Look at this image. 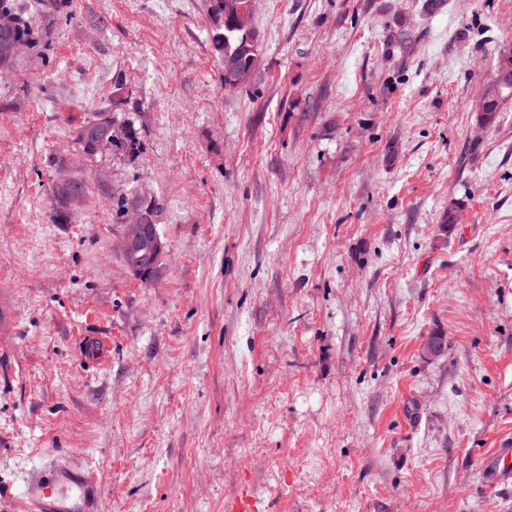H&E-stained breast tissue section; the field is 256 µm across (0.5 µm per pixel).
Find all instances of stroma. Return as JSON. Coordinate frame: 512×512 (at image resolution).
I'll list each match as a JSON object with an SVG mask.
<instances>
[{"mask_svg":"<svg viewBox=\"0 0 512 512\" xmlns=\"http://www.w3.org/2000/svg\"><path fill=\"white\" fill-rule=\"evenodd\" d=\"M18 5L0 512L56 463L94 473V512H512L485 468L512 440V101L475 112L512 0H257L237 90L206 0ZM99 112L138 155L84 153ZM119 189L165 203L152 282ZM149 219L143 217L135 209L131 208L128 216V224L122 240V250H126L121 254V259L125 267L134 276L142 282L152 281L159 272L161 258L164 253L162 250L151 251L148 248H140L144 242L151 238L153 226ZM129 250V251H127Z\"/></svg>","mask_w":512,"mask_h":512,"instance_id":"obj_1","label":"stroma"}]
</instances>
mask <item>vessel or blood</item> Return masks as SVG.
<instances>
[{
  "instance_id": "obj_1",
  "label": "vessel or blood",
  "mask_w": 512,
  "mask_h": 512,
  "mask_svg": "<svg viewBox=\"0 0 512 512\" xmlns=\"http://www.w3.org/2000/svg\"><path fill=\"white\" fill-rule=\"evenodd\" d=\"M96 496L85 471L61 464L30 482L22 503L24 512H91Z\"/></svg>"
}]
</instances>
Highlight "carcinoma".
Returning <instances> with one entry per match:
<instances>
[{
  "label": "carcinoma",
  "instance_id": "1",
  "mask_svg": "<svg viewBox=\"0 0 512 512\" xmlns=\"http://www.w3.org/2000/svg\"><path fill=\"white\" fill-rule=\"evenodd\" d=\"M210 41L214 56L222 67L224 87L240 89L249 85L258 58L259 35L251 24L253 0H208ZM36 30L32 21L20 12L15 0H0V72L10 71L19 62L24 48L34 42ZM512 100V50L498 56L487 76L476 112L485 127L493 126L502 106ZM108 138L112 150L122 154L141 151L137 129L132 124L117 125L104 114L88 121L80 133V143L87 154L97 152L95 139ZM115 216L124 218L131 206H139L155 217L163 212L161 200L152 195L120 192L114 196ZM163 251L148 248L125 251L121 259L125 267L143 282L153 280L159 272Z\"/></svg>",
  "mask_w": 512,
  "mask_h": 512
}]
</instances>
